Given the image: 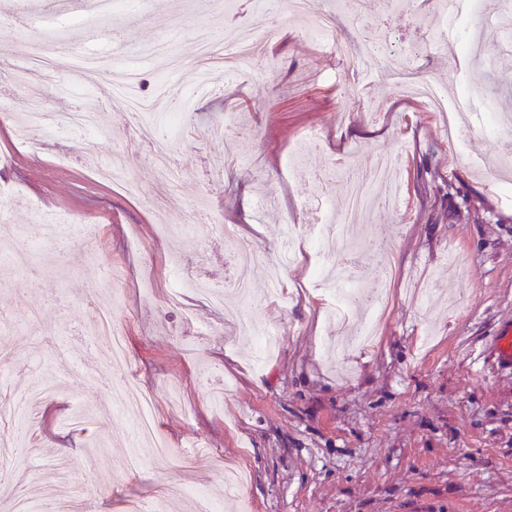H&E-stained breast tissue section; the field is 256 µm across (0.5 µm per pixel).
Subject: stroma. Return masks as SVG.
Here are the masks:
<instances>
[{
  "instance_id": "1",
  "label": "stroma",
  "mask_w": 512,
  "mask_h": 512,
  "mask_svg": "<svg viewBox=\"0 0 512 512\" xmlns=\"http://www.w3.org/2000/svg\"><path fill=\"white\" fill-rule=\"evenodd\" d=\"M85 2L0 0V52L33 56L27 81L49 111L97 115L94 131L68 127L48 151H29L15 136L23 91L0 81V187L16 192L0 219L41 248L24 271L0 268V352L11 355L0 367V434L20 428L3 413L10 399L43 371L58 382L31 416L28 444L0 447L23 512L66 505L73 488L84 512L133 503L190 512L191 490L209 493L217 512H512V368L491 353L512 324V179L483 113L464 112L467 132L449 142L440 116L394 79L405 70L451 98L480 79L487 107L512 110V42L500 32L512 0H481L453 19L455 38L473 46L467 58L440 36L442 0H411L403 14L367 10L353 26L339 17L346 38L383 30L389 39L353 62L312 46L288 0L270 17L258 0H235L220 16L204 0H141L136 10L115 0L117 27L91 38L74 23L61 39L17 24L79 14ZM242 23L257 30L251 64L214 71L202 91L192 69L136 53L167 34L192 60L200 40ZM66 44L136 66L142 97L167 85L192 97L180 130L167 112L158 117L175 142L176 183L157 176L150 144L132 139L106 74L76 66ZM228 114L237 121L229 131ZM311 130L320 140L302 148ZM380 154L395 158L399 202L371 200L350 230L375 250L322 251L317 230L345 211L348 170ZM158 198L165 209L152 207ZM200 207L216 231L194 230ZM38 209L75 222L48 253ZM288 225L304 255L281 266L274 297L267 270ZM238 245L257 252L247 310L279 336L261 363L195 293H228ZM350 267L366 294H378L380 268L395 276L376 339L340 355L344 325L328 318L315 272L333 279ZM107 301L126 345L118 371L86 345ZM30 304L40 321L27 327L18 319ZM107 378L152 394L155 435L185 467L128 440L134 416L112 404Z\"/></svg>"
}]
</instances>
